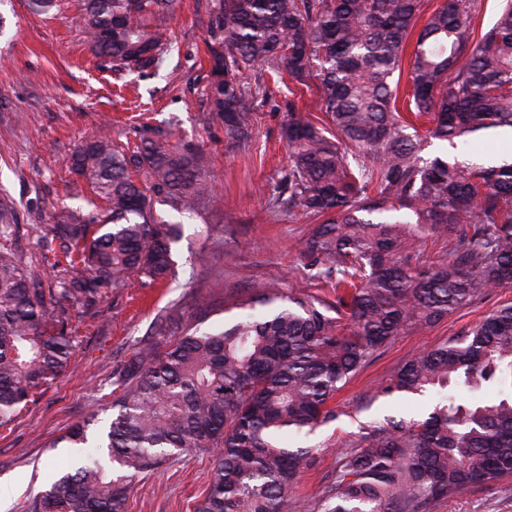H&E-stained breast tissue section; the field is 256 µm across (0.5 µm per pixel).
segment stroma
Instances as JSON below:
<instances>
[{"label":"stroma","mask_w":512,"mask_h":512,"mask_svg":"<svg viewBox=\"0 0 512 512\" xmlns=\"http://www.w3.org/2000/svg\"><path fill=\"white\" fill-rule=\"evenodd\" d=\"M213 0H180L167 26L173 47L159 67L114 70L90 51L80 0L61 11L33 13L28 0H0V191L10 197L17 224L15 249L21 264L50 288L54 274L45 242L53 216L84 206L94 193L69 169L73 148L98 129L114 141L135 140L147 125L169 124L177 138L200 145L208 158L210 188L218 207L197 214H170L179 225L174 246L175 280L152 285L131 280L107 289L95 304H70L76 338L72 367L59 376L11 424L0 427V512H27L30 501L68 463L91 457L108 463L104 448H63L69 427L112 412V369L147 339L158 311L178 306L186 324L197 323V300L207 297V322H223L254 283L275 282L284 292L328 296L325 280H313L301 251L315 221L273 206L272 187L288 164L280 136L289 113L321 128L329 123L315 91H290L266 79L250 139L231 147L223 126L200 121L208 85L206 46ZM496 136L480 137L453 150L431 141L422 155H449L489 162L501 152ZM512 302V288L486 296L431 325L401 333L332 399L338 417L304 438L313 462L296 489L307 508L322 507L340 451L369 422L361 399L418 353L442 344L464 328ZM212 457L195 450L134 478L125 512H196L210 486ZM432 512H512V476L437 503Z\"/></svg>","instance_id":"35a3bbf8"}]
</instances>
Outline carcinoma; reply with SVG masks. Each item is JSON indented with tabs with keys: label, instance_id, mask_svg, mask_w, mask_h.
Returning a JSON list of instances; mask_svg holds the SVG:
<instances>
[{
	"label": "carcinoma",
	"instance_id": "carcinoma-1",
	"mask_svg": "<svg viewBox=\"0 0 512 512\" xmlns=\"http://www.w3.org/2000/svg\"><path fill=\"white\" fill-rule=\"evenodd\" d=\"M177 0H84L94 56L113 67L158 66L171 47L164 21ZM210 79L203 121L249 140L254 72L314 87L336 139L288 114L289 151L276 200L324 218L303 252L334 299L286 294L267 282L208 330L160 310L153 335L179 337L159 351L144 341L112 370V418L96 461L64 472L28 512H125L133 477L198 448L213 476L198 512H302L294 487L312 449L289 445L336 420L329 406L379 351L408 328L431 324L512 288V161L483 166L421 156L424 143L451 147L512 129V0L493 27L472 37V0H444L421 18V0H213ZM409 109L396 107L410 39ZM71 167L105 202L61 213L52 239L64 277L49 293L20 264L9 210L0 203V426L69 369L75 336L62 299L95 300L135 276L175 277L178 229L155 204L185 214L216 206L208 162L192 144L147 127L134 146L104 132L82 140ZM448 258L412 264L424 236ZM499 388L469 402L465 392ZM438 396L420 420L368 427L340 452L321 512H431L476 486L512 475V306L402 365L362 402ZM91 422L66 440L89 442Z\"/></svg>",
	"mask_w": 512,
	"mask_h": 512
}]
</instances>
